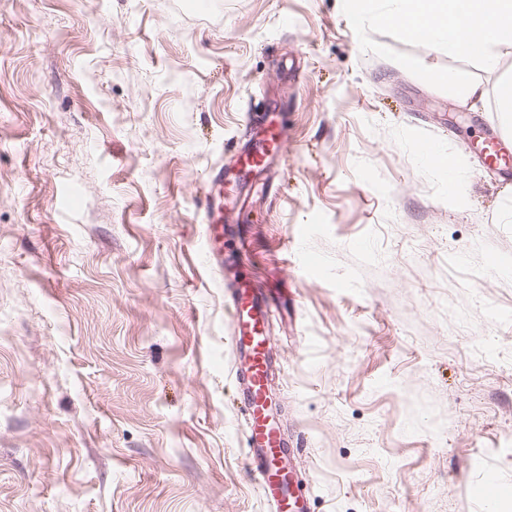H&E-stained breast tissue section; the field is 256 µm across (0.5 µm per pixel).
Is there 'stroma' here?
<instances>
[{
    "label": "stroma",
    "mask_w": 512,
    "mask_h": 512,
    "mask_svg": "<svg viewBox=\"0 0 512 512\" xmlns=\"http://www.w3.org/2000/svg\"><path fill=\"white\" fill-rule=\"evenodd\" d=\"M448 70L512 50L349 0H0V512H270L197 190L282 102L241 266L295 299L265 329L313 512H512V171L476 151L506 128ZM425 79L432 83L448 84V89L463 102L483 101L487 95V88L482 82L472 80L461 71L430 72L425 75Z\"/></svg>",
    "instance_id": "1"
}]
</instances>
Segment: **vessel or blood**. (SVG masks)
Instances as JSON below:
<instances>
[{"label": "vessel or blood", "mask_w": 512, "mask_h": 512, "mask_svg": "<svg viewBox=\"0 0 512 512\" xmlns=\"http://www.w3.org/2000/svg\"><path fill=\"white\" fill-rule=\"evenodd\" d=\"M265 133L256 136L245 129L236 163L243 174L267 177L283 141L282 124L266 121ZM479 153L487 168L501 170L512 164L501 141H482ZM224 174H211L199 199L203 239L217 266H224ZM224 299L232 313L231 343L237 353L235 376L241 384L239 411L245 420L246 466L273 512H311L312 496L299 480L289 477L296 457L272 414L271 383L278 357L265 332L268 308L275 300L270 288H255L233 278L224 288Z\"/></svg>", "instance_id": "1"}]
</instances>
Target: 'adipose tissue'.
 <instances>
[{"label":"adipose tissue","mask_w":512,"mask_h":512,"mask_svg":"<svg viewBox=\"0 0 512 512\" xmlns=\"http://www.w3.org/2000/svg\"><path fill=\"white\" fill-rule=\"evenodd\" d=\"M357 16L398 28L409 38L444 47L449 55L475 58L487 73L499 68L512 48V0H350ZM427 81L447 84L461 101L494 95L502 115L512 114V80L487 90L461 71L430 72Z\"/></svg>","instance_id":"obj_1"}]
</instances>
